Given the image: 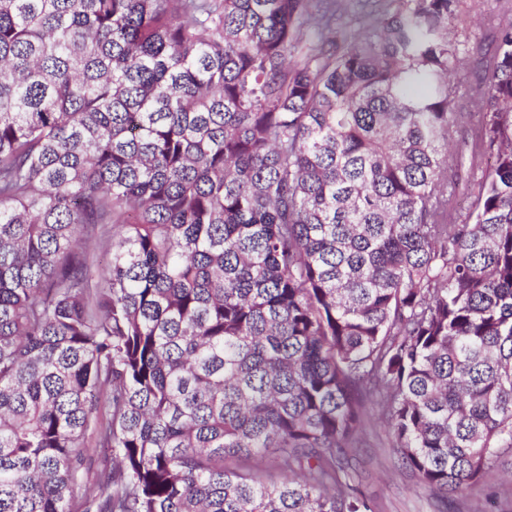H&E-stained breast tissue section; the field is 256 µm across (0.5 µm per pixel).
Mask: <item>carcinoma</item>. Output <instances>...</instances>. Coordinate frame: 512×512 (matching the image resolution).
<instances>
[{
  "label": "carcinoma",
  "mask_w": 512,
  "mask_h": 512,
  "mask_svg": "<svg viewBox=\"0 0 512 512\" xmlns=\"http://www.w3.org/2000/svg\"><path fill=\"white\" fill-rule=\"evenodd\" d=\"M318 2L0 0V512H374L369 403L443 506L512 448V0L455 155L459 0ZM341 10L337 21L346 34H354L364 23L372 22L392 11L395 3L392 0H339Z\"/></svg>",
  "instance_id": "cac0c4a2"
}]
</instances>
